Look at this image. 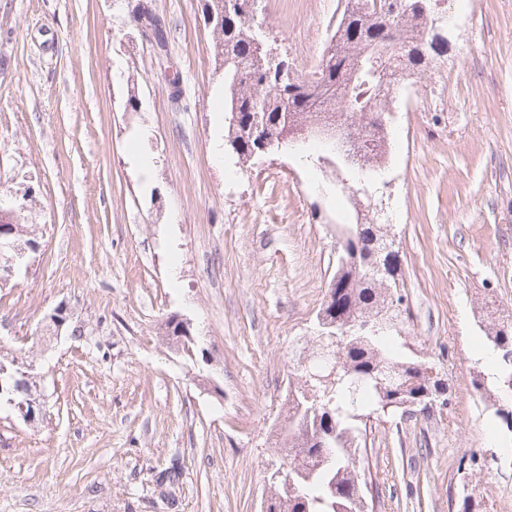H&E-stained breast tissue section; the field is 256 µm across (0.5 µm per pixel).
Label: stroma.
I'll use <instances>...</instances> for the list:
<instances>
[{
  "instance_id": "stroma-1",
  "label": "stroma",
  "mask_w": 512,
  "mask_h": 512,
  "mask_svg": "<svg viewBox=\"0 0 512 512\" xmlns=\"http://www.w3.org/2000/svg\"><path fill=\"white\" fill-rule=\"evenodd\" d=\"M137 2L0 0V197L28 206L39 243L0 283V354L34 358L44 393L31 423L0 405V512H261L288 378L356 219L304 154L215 161L223 87L203 0H149L165 52L128 25ZM343 6L259 0L264 43L311 76ZM439 8L446 52L394 103L374 193L404 327L448 392L373 421L367 483L381 512H512L499 367L481 358L512 315V0ZM174 315L193 323L191 350L166 335Z\"/></svg>"
}]
</instances>
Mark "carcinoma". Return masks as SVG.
Returning <instances> with one entry per match:
<instances>
[{"instance_id": "cac0c4a2", "label": "carcinoma", "mask_w": 512, "mask_h": 512, "mask_svg": "<svg viewBox=\"0 0 512 512\" xmlns=\"http://www.w3.org/2000/svg\"><path fill=\"white\" fill-rule=\"evenodd\" d=\"M239 8L224 10V24L212 29L216 59L224 64V112L227 145L239 163L246 164L255 140L245 129L261 115L263 131L288 146L302 130L315 123L336 125L353 118L363 133L361 164L379 168L386 160L392 102L400 88L416 83L414 76L430 56L444 48L432 32L439 0H372V11L355 8L346 0L342 17L310 79L290 76L288 67L270 71L266 56L257 52L264 20L255 2L238 0ZM386 227L366 220L348 227V256L336 270L340 288L336 304L325 317L354 322L376 316L392 306L371 263L373 251ZM490 341L512 346V321H500ZM348 370L340 371L336 386L325 399L328 410L307 412L287 400L284 440L288 464L310 477V496L322 495V486L336 480V508L309 504V512H372L364 509L357 489L366 484L367 424L400 409L381 407L376 378L384 370L407 375L417 363L405 336L404 324L388 327L377 336L352 337L343 347Z\"/></svg>"}]
</instances>
